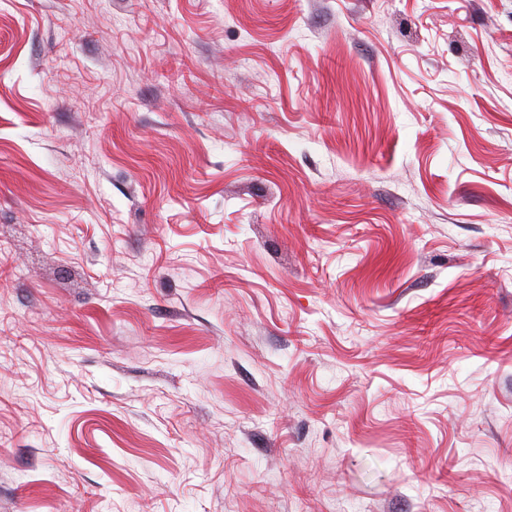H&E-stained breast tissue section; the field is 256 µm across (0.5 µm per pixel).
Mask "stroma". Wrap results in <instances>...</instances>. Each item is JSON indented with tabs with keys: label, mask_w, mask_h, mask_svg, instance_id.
<instances>
[{
	"label": "stroma",
	"mask_w": 512,
	"mask_h": 512,
	"mask_svg": "<svg viewBox=\"0 0 512 512\" xmlns=\"http://www.w3.org/2000/svg\"><path fill=\"white\" fill-rule=\"evenodd\" d=\"M0 512H512V0H0Z\"/></svg>",
	"instance_id": "stroma-1"
}]
</instances>
